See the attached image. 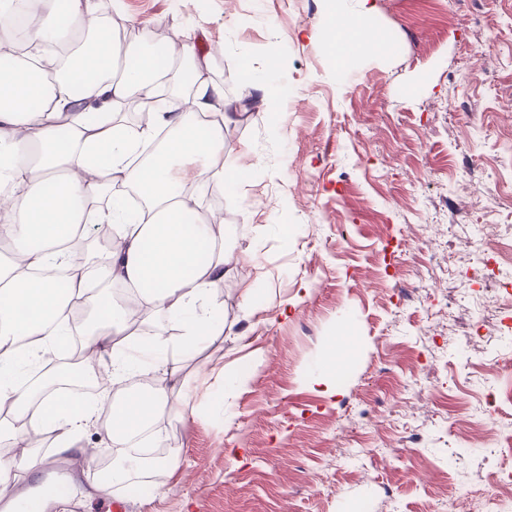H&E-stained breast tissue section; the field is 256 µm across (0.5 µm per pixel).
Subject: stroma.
<instances>
[{"instance_id": "1", "label": "stroma", "mask_w": 512, "mask_h": 512, "mask_svg": "<svg viewBox=\"0 0 512 512\" xmlns=\"http://www.w3.org/2000/svg\"><path fill=\"white\" fill-rule=\"evenodd\" d=\"M375 31L338 54L325 36ZM141 32L202 25L224 44L208 76L224 90L225 172L207 192L238 257L213 298L233 323L198 350L168 336L183 370L155 422L161 467L136 489L94 486L110 463L98 426L69 462L66 506L47 512H482L512 452L500 411L512 362V0H121ZM294 89L295 109L269 104ZM481 264L484 275L466 270ZM354 334L325 396L330 342ZM250 377L238 384L235 375ZM45 434L5 487L54 485Z\"/></svg>"}]
</instances>
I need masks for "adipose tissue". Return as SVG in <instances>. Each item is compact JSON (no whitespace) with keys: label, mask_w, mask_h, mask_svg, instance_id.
Wrapping results in <instances>:
<instances>
[{"label":"adipose tissue","mask_w":512,"mask_h":512,"mask_svg":"<svg viewBox=\"0 0 512 512\" xmlns=\"http://www.w3.org/2000/svg\"><path fill=\"white\" fill-rule=\"evenodd\" d=\"M66 15L78 46L48 50L47 33L56 26L50 17L28 35L33 54L0 66V240L23 258L19 264L0 259V405L15 413L0 421V446L26 448L50 431L59 452L76 454L78 433L95 423L111 446L126 447L180 375L168 337L156 336L138 355L120 341L129 313L139 307L178 318L189 347L223 335L228 322L212 291L238 258L224 248L223 217L205 221L199 210L201 193L224 183V123L209 117L223 91L207 75L218 45L199 54L191 30L155 35L150 50H134L108 25L104 0H66ZM186 59L192 92L160 97ZM130 102L153 112L157 127L169 131L146 161L138 149L152 131L122 135L115 118ZM92 113L97 122L89 121ZM131 189L145 202L132 217L125 206ZM96 224L121 225L123 245L71 265L69 298L99 311V326L83 347L89 370L105 369L115 384L142 375L158 386L125 392L119 401L107 392L87 403L65 388L58 364L45 354L64 334L55 283L57 269L70 265L65 245L86 239ZM91 274L123 281L135 293L118 303L88 295ZM37 359L44 373L32 387L17 375ZM107 405L112 417L103 423L99 412Z\"/></svg>","instance_id":"1"}]
</instances>
